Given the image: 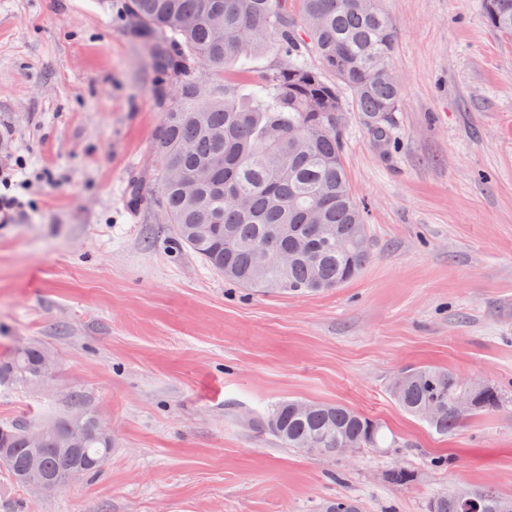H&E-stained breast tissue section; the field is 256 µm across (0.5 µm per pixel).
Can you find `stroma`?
Returning a JSON list of instances; mask_svg holds the SVG:
<instances>
[{
    "label": "stroma",
    "instance_id": "obj_1",
    "mask_svg": "<svg viewBox=\"0 0 512 512\" xmlns=\"http://www.w3.org/2000/svg\"><path fill=\"white\" fill-rule=\"evenodd\" d=\"M127 0H0V361L46 346L37 386L0 384V423L82 409L112 453L45 495L0 466V512H426L459 485L512 495V39L482 0H380L402 102L388 141L347 112L372 257L307 297L225 283L173 239L156 199L163 121ZM140 175L137 203L127 183ZM430 364L501 388V411L440 439L394 403ZM337 402L404 443L298 453L244 427L288 399ZM448 454L445 470L427 465ZM413 475L397 486L395 465ZM318 512H361L362 506L354 497L338 495L320 501Z\"/></svg>",
    "mask_w": 512,
    "mask_h": 512
}]
</instances>
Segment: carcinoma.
I'll return each mask as SVG.
<instances>
[{
  "label": "carcinoma",
  "instance_id": "1",
  "mask_svg": "<svg viewBox=\"0 0 512 512\" xmlns=\"http://www.w3.org/2000/svg\"><path fill=\"white\" fill-rule=\"evenodd\" d=\"M129 0L127 17L142 34L156 81L153 91L165 120L155 150L161 161L157 201L178 241L224 280L241 288L293 297L338 288L370 259L369 235L342 159L340 130L347 89L355 111L378 138L386 137L402 89L390 60L395 30L378 0ZM490 28L512 38V0H484ZM267 51L275 64L247 92L239 80L196 79L203 65L213 75ZM315 55L319 66L309 61ZM330 74L336 82L327 81ZM331 224L339 241L317 224ZM265 242L288 252V266H261L255 248ZM50 353L35 344L0 362V381L39 384ZM391 396L406 413L446 437L466 420L503 406L496 387L466 386L452 371L417 365L402 369ZM470 401L461 413L457 402ZM433 408L435 413L426 414ZM249 421L282 447L332 458L342 448L387 454L400 441L377 421L343 405L288 399ZM31 429L0 425L4 464L24 484ZM112 451L100 417L77 412L50 423L39 444L47 476L74 479L99 470ZM467 502L453 494L428 500L427 512H500L512 496L475 488ZM318 512H362L360 502L338 495Z\"/></svg>",
  "mask_w": 512,
  "mask_h": 512
}]
</instances>
